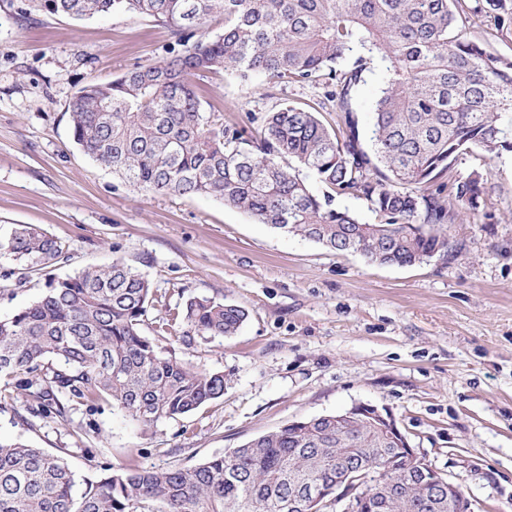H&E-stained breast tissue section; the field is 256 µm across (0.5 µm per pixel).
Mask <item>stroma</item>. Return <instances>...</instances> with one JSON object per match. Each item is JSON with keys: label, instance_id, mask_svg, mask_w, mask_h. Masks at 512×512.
<instances>
[{"label": "stroma", "instance_id": "stroma-1", "mask_svg": "<svg viewBox=\"0 0 512 512\" xmlns=\"http://www.w3.org/2000/svg\"><path fill=\"white\" fill-rule=\"evenodd\" d=\"M0 0V242L19 224L66 242L40 271L0 252V317L43 293L48 277L124 262L144 272L155 303L143 335L186 362L224 375V395L145 431L120 410L33 415L17 398L0 409V436L61 456L80 477L108 463L167 469L205 462L288 422L358 404L387 409L434 470L462 483L472 512H512V153L474 154L460 177L484 176L481 207L441 226L454 251L414 266H382L289 236L202 196L134 188L84 156L68 104L93 81L163 60L173 29L114 14L74 21L18 15ZM206 111L260 130L266 113L307 103L328 122L318 84L194 77ZM196 296L244 307L231 337L186 322L158 326Z\"/></svg>", "mask_w": 512, "mask_h": 512}]
</instances>
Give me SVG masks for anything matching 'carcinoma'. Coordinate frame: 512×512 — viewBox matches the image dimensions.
I'll return each mask as SVG.
<instances>
[{
  "instance_id": "carcinoma-1",
  "label": "carcinoma",
  "mask_w": 512,
  "mask_h": 512,
  "mask_svg": "<svg viewBox=\"0 0 512 512\" xmlns=\"http://www.w3.org/2000/svg\"><path fill=\"white\" fill-rule=\"evenodd\" d=\"M75 20L132 14L169 26L180 49L81 88L68 109L80 151L123 181L153 192L205 194L262 224L354 252L379 265L448 258L434 230L480 208L483 175L453 176L460 156L512 153V57L473 40L459 21L493 19L512 42V0H20ZM224 17L211 38L196 34ZM355 58L352 68L340 62ZM379 61L383 81L368 145L352 107L363 73ZM230 72L249 82L321 80L336 126L312 108L286 106L247 135L205 110L193 76ZM319 185L315 191L308 179ZM448 195H443V192ZM363 197L380 217L367 224L336 207ZM33 268L57 262L65 244L19 224L0 250ZM153 301L144 273L115 261L63 279L0 319V379L63 421L106 403L149 429L224 395V375L199 370L140 330ZM184 319L200 336L237 334L236 304L190 299ZM390 462L383 482L352 486L358 512H465L427 498L431 472L373 418L350 408L292 421L190 467L107 464L78 487L64 459L0 440V512H307L310 489L336 490L346 465Z\"/></svg>"
}]
</instances>
